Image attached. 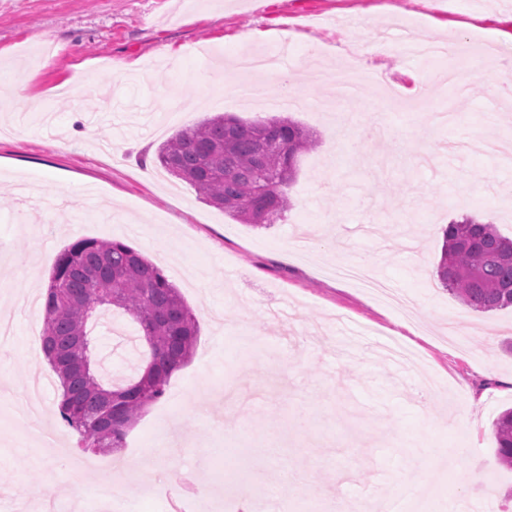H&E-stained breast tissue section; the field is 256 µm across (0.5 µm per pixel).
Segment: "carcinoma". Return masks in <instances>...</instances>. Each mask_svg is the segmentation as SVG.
I'll return each instance as SVG.
<instances>
[{"mask_svg":"<svg viewBox=\"0 0 512 512\" xmlns=\"http://www.w3.org/2000/svg\"><path fill=\"white\" fill-rule=\"evenodd\" d=\"M312 139L285 118L243 122L218 114L187 127L158 149L168 173L188 182L209 204L255 225H270L291 207L287 187L297 158ZM266 177L258 195L255 183ZM441 285L475 311L512 307V239L473 217L443 230L437 266ZM112 290V306L139 325L148 346L151 371L138 370L128 383L107 388L87 362V322L102 290ZM198 321L163 270L129 245L114 240L79 239L66 246L52 268L44 306L43 352L58 378L61 415L92 451L124 447L127 430L167 391L174 371L192 356ZM499 460L512 467V409L494 423Z\"/></svg>","mask_w":512,"mask_h":512,"instance_id":"cac0c4a2","label":"carcinoma"}]
</instances>
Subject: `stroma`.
I'll return each instance as SVG.
<instances>
[{
	"mask_svg": "<svg viewBox=\"0 0 512 512\" xmlns=\"http://www.w3.org/2000/svg\"><path fill=\"white\" fill-rule=\"evenodd\" d=\"M511 16L512 0H0V318L13 325L0 344V512H57L75 485L95 488L114 468L128 473L126 493L96 512H194L201 499L232 512L248 484L269 512H306L316 486L369 512H471L480 497L512 512V468L494 438L512 407V308L474 311L436 276L451 220H488L512 238V167L483 150L488 138L512 142V101L495 85L512 56L495 29ZM382 27L394 56H365L357 97L318 111L339 92L351 43ZM410 35L479 47L484 81L443 84L405 50ZM283 44L288 77L266 87L292 106L235 107L236 85L254 80L238 54ZM131 63L133 84L115 72ZM381 69L422 76L456 122L392 107L370 80ZM85 80L96 96L69 94ZM219 112L287 118L313 137L292 206L271 226L233 220L161 170L158 147ZM383 125L404 153L389 150ZM86 238L157 262L199 324L193 356L128 431L138 460L79 448L41 356L43 318L20 308ZM359 255L406 309L336 277L337 262ZM88 332L112 382L135 374L145 354L129 315L102 307ZM36 380L42 423L60 435L49 447L18 418Z\"/></svg>",
	"mask_w": 512,
	"mask_h": 512,
	"instance_id": "1",
	"label": "stroma"
}]
</instances>
